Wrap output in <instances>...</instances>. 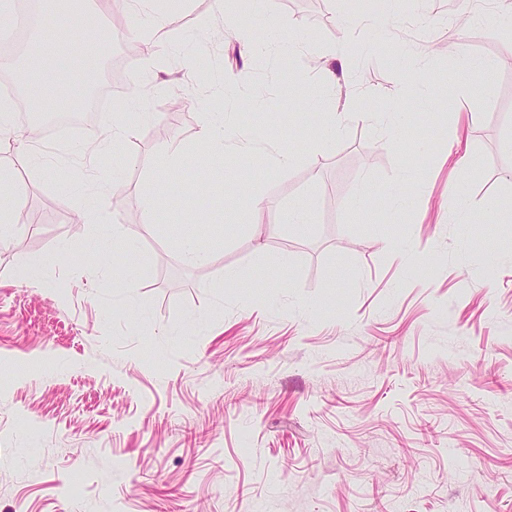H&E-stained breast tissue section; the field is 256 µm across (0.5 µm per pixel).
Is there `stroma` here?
Here are the masks:
<instances>
[{
  "label": "stroma",
  "mask_w": 512,
  "mask_h": 512,
  "mask_svg": "<svg viewBox=\"0 0 512 512\" xmlns=\"http://www.w3.org/2000/svg\"><path fill=\"white\" fill-rule=\"evenodd\" d=\"M373 8L164 0L157 32L123 16L138 42L166 43L150 70L106 15L108 52L71 56L59 85L104 86L125 59L111 105L142 90L152 121L92 159L105 122L40 140L41 168L0 145L35 219L0 248V512H512V0H483L464 27L457 0H393L379 40L370 21L342 27ZM250 27L300 54L241 58L232 32ZM396 46L421 64L405 100ZM329 51L344 60L333 83ZM341 84L366 117L322 146ZM210 112L241 117L211 204L184 196L142 224L156 155L181 150L168 182L200 171ZM280 148L300 152L284 171ZM246 185L278 210L243 211ZM91 193L98 224L80 221ZM311 197L305 232L280 225ZM180 227L219 243L209 262L179 259ZM76 236L85 251L65 249Z\"/></svg>",
  "instance_id": "35a3bbf8"
}]
</instances>
